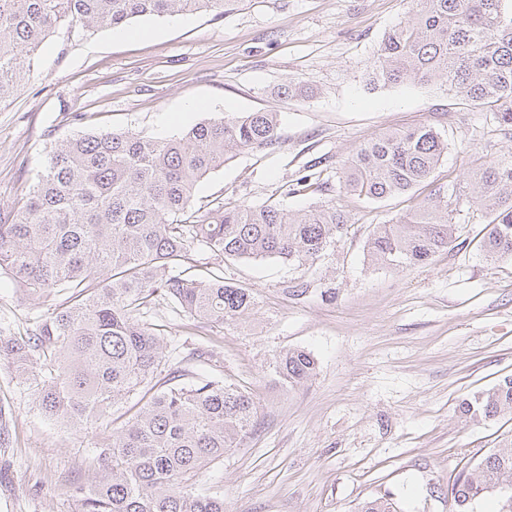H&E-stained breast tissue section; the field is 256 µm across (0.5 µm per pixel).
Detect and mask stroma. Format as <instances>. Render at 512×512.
<instances>
[{
	"label": "stroma",
	"instance_id": "1",
	"mask_svg": "<svg viewBox=\"0 0 512 512\" xmlns=\"http://www.w3.org/2000/svg\"><path fill=\"white\" fill-rule=\"evenodd\" d=\"M410 0H228L223 12L141 16L128 36L63 28L46 39L30 80L0 103V208L17 206L55 140L90 130L179 135L219 116L280 115L274 149L245 150L198 182L196 205L224 200L293 212L333 204L348 224L313 266L276 259L219 261L202 246L197 273L214 270L258 302L248 321L217 328L169 300L146 317L162 325L167 363L157 387L218 378L251 388L258 425L197 492L224 512H357L388 496L399 512H455L448 487L512 435V421H473L464 396L512 375V261L481 251L486 219L458 215L464 247L404 270L372 265L366 242L437 188L469 179L474 163L512 158V126L463 105L445 83L380 85L371 73L384 33ZM295 82L309 98L280 95ZM85 113L75 121V113ZM420 124L448 152L411 193L369 201L346 193L342 162L364 140ZM316 173L320 190L293 191ZM305 282L307 293L289 294ZM51 302L0 274V336H26ZM310 351L316 372L286 388L267 370L289 348ZM0 512H75L111 419L74 431L46 418L0 359Z\"/></svg>",
	"mask_w": 512,
	"mask_h": 512
}]
</instances>
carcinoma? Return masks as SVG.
<instances>
[{
    "mask_svg": "<svg viewBox=\"0 0 512 512\" xmlns=\"http://www.w3.org/2000/svg\"><path fill=\"white\" fill-rule=\"evenodd\" d=\"M224 11V0H0V102L30 78L32 59L56 29H115L145 16ZM443 80L473 107L512 126V0H411L373 64L385 85ZM275 112L206 119L173 138L99 130L55 143L23 207L0 209V273L31 294L66 296L29 336L0 340V357L32 390L39 410L82 429L136 395V409L99 444L94 476L76 483L77 512H224V499L195 492L198 475L257 425L253 392L216 379L156 389L166 364L163 338L144 309L157 297L216 327L250 318L247 288L177 273L198 245L224 259L313 265L342 235L345 214L321 206L293 214L280 205L193 204L196 183L247 149L279 139ZM448 140L423 124L387 130L344 163L342 188L372 201L430 179ZM488 218L486 259L512 260V160L481 167L448 196L433 193L367 243L373 264L422 265L460 245V207ZM291 388L309 381L310 352L289 348L269 362ZM474 420L512 418V375L465 398ZM512 487V437L450 489L457 512H475L488 493ZM358 512H396L380 497Z\"/></svg>",
    "mask_w": 512,
    "mask_h": 512,
    "instance_id": "obj_1",
    "label": "carcinoma"
}]
</instances>
